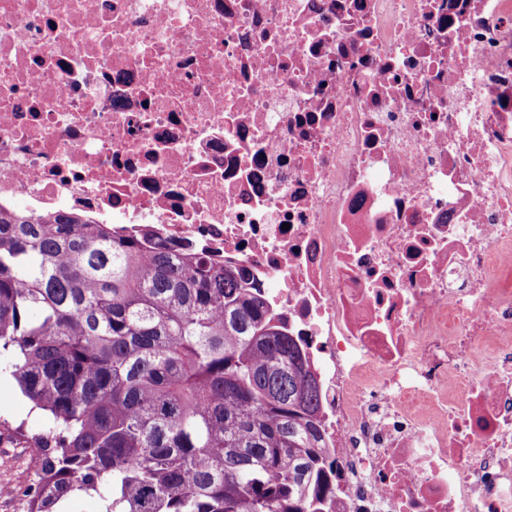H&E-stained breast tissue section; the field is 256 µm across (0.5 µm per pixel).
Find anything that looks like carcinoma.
<instances>
[{"label": "carcinoma", "instance_id": "obj_1", "mask_svg": "<svg viewBox=\"0 0 512 512\" xmlns=\"http://www.w3.org/2000/svg\"><path fill=\"white\" fill-rule=\"evenodd\" d=\"M0 209V351L49 423L29 512H318L319 387L237 263Z\"/></svg>", "mask_w": 512, "mask_h": 512}]
</instances>
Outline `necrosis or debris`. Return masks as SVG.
Listing matches in <instances>:
<instances>
[{
	"instance_id": "obj_1",
	"label": "necrosis or debris",
	"mask_w": 512,
	"mask_h": 512,
	"mask_svg": "<svg viewBox=\"0 0 512 512\" xmlns=\"http://www.w3.org/2000/svg\"><path fill=\"white\" fill-rule=\"evenodd\" d=\"M243 264L323 512H512V0H0V207Z\"/></svg>"
}]
</instances>
